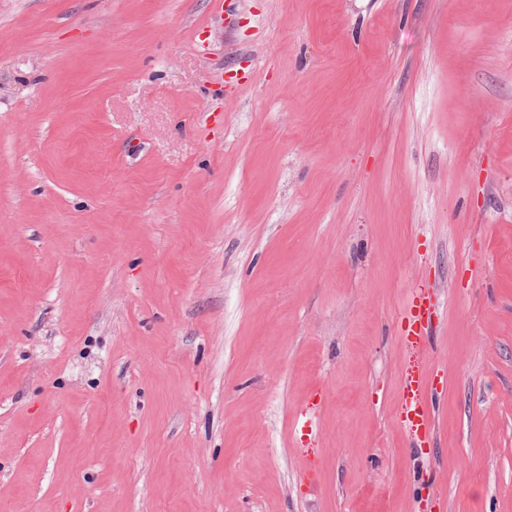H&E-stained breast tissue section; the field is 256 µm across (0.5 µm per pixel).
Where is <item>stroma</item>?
<instances>
[{"mask_svg": "<svg viewBox=\"0 0 512 512\" xmlns=\"http://www.w3.org/2000/svg\"><path fill=\"white\" fill-rule=\"evenodd\" d=\"M216 9L0 0V512H512V0ZM433 304L429 297L416 293L410 297L404 320L407 322L405 338L420 344L428 335V323ZM429 384L420 370L410 372L401 389V411L411 437L420 439L433 430L428 401Z\"/></svg>", "mask_w": 512, "mask_h": 512, "instance_id": "obj_1", "label": "stroma"}]
</instances>
